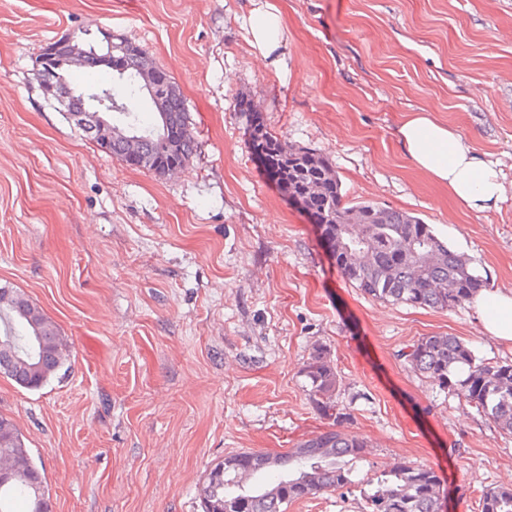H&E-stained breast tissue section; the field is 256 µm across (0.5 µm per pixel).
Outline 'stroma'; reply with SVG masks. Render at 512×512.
Wrapping results in <instances>:
<instances>
[{
    "label": "stroma",
    "instance_id": "obj_1",
    "mask_svg": "<svg viewBox=\"0 0 512 512\" xmlns=\"http://www.w3.org/2000/svg\"><path fill=\"white\" fill-rule=\"evenodd\" d=\"M268 3L278 71L249 44ZM78 29L139 44L175 78L197 141L182 172L120 164L43 92L36 56ZM242 101L328 157L350 200L421 218L512 289V0H0V287L41 306L70 350L40 389L0 376V414L53 512H201L212 464L327 427L302 374L318 344L368 450L351 487L288 512H362L370 479L401 461L434 467L441 512H480L484 489L512 485V438L403 352L451 334L512 360V344L473 305H391L345 280L252 154ZM422 111L501 169L498 208L465 210L411 164L396 130Z\"/></svg>",
    "mask_w": 512,
    "mask_h": 512
}]
</instances>
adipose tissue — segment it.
<instances>
[{
  "label": "adipose tissue",
  "instance_id": "obj_1",
  "mask_svg": "<svg viewBox=\"0 0 512 512\" xmlns=\"http://www.w3.org/2000/svg\"><path fill=\"white\" fill-rule=\"evenodd\" d=\"M251 45L273 67H280L276 51L281 31L275 9L256 10L249 17ZM398 140L413 165L471 212L496 207L505 194L495 165L483 159L432 113L413 112L400 124ZM482 327L497 339L512 342V289L481 292L474 299Z\"/></svg>",
  "mask_w": 512,
  "mask_h": 512
}]
</instances>
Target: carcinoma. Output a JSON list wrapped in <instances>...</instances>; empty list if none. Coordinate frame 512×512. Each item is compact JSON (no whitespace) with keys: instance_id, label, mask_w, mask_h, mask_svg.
<instances>
[{"instance_id":"carcinoma-1","label":"carcinoma","mask_w":512,"mask_h":512,"mask_svg":"<svg viewBox=\"0 0 512 512\" xmlns=\"http://www.w3.org/2000/svg\"><path fill=\"white\" fill-rule=\"evenodd\" d=\"M151 70L158 101H150L153 121L144 124L134 103L141 97L139 74ZM88 88L112 96V127L139 138L131 148L118 134L112 141L92 140L102 151L134 169L155 174L163 165L186 164L197 142L190 128L179 84L145 56L138 44H112V82ZM253 126L251 150L267 177L281 185L321 230L326 252L340 273L371 298L390 304L441 310L462 307L486 288V279L470 260L441 239L431 225L407 212L373 201L346 202L337 171L328 159L294 148L271 134L262 113L239 105ZM0 342L13 356L4 376L37 390L55 377L69 357L58 326L24 294L0 287ZM420 374L464 399L512 436V363L477 357L452 335L421 336L404 353ZM308 395L328 427L284 452L244 451L224 458V478L210 468L198 498L213 512H285L282 506L338 491L353 484L352 464L368 444L341 430L343 413L336 404L339 381L323 345L313 348L304 365ZM442 480L426 465L400 462L376 477L364 494V512H440ZM23 499L27 512L51 508L43 472L26 447L14 421L0 414V512H15ZM481 512H512V486L488 488Z\"/></svg>"}]
</instances>
